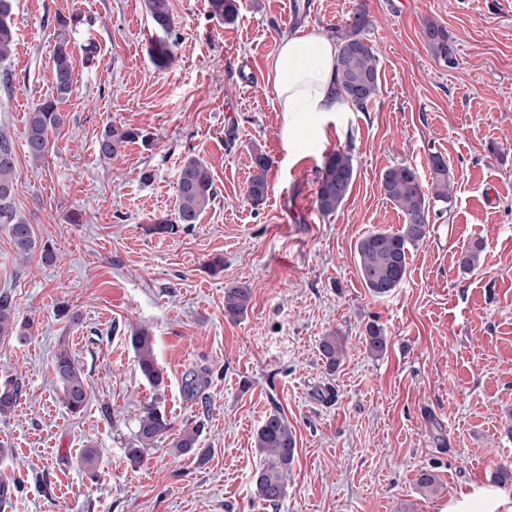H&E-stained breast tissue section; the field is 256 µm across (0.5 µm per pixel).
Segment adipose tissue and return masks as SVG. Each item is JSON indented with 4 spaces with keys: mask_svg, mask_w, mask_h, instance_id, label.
I'll return each instance as SVG.
<instances>
[{
    "mask_svg": "<svg viewBox=\"0 0 512 512\" xmlns=\"http://www.w3.org/2000/svg\"><path fill=\"white\" fill-rule=\"evenodd\" d=\"M337 59L335 44L316 32L284 38L272 66V86L289 124L306 112H343L347 102L332 91Z\"/></svg>",
    "mask_w": 512,
    "mask_h": 512,
    "instance_id": "adipose-tissue-1",
    "label": "adipose tissue"
}]
</instances>
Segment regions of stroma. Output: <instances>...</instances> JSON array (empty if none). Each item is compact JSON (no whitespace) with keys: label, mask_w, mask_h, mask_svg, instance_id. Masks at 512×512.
I'll list each match as a JSON object with an SVG mask.
<instances>
[{"label":"stroma","mask_w":512,"mask_h":512,"mask_svg":"<svg viewBox=\"0 0 512 512\" xmlns=\"http://www.w3.org/2000/svg\"><path fill=\"white\" fill-rule=\"evenodd\" d=\"M175 60L156 67L144 0H14L15 43L0 60V134L11 137L17 183L13 209L37 243L58 258L22 262L0 226V293L19 318L34 316L26 343L0 338V379L24 394L0 417V478L21 489L0 512H439L495 486L512 465V0H242L237 20L209 14L208 0H170ZM363 7L364 37L380 71L367 111L305 114L289 132L271 64L284 36H332ZM76 14L73 92L59 110L55 148L32 160L27 112L54 91V25ZM446 27L452 65L435 60L424 18ZM95 62L86 65L85 45ZM261 80L243 82L250 67ZM145 137L112 159L97 143L105 126ZM315 140L293 151L289 135ZM352 148L356 177L336 213L316 206L327 154ZM268 156V193H245L254 152ZM448 163L453 199L440 205L405 281L373 297L356 246L369 231L399 229L400 214L380 176L401 163L428 179L429 158ZM205 161L217 195L198 224L175 235L151 232L174 219L176 183L187 157ZM495 204L482 203L488 190ZM485 248L473 272L459 257ZM222 257L224 268L208 263ZM252 289L247 314L224 315V288ZM80 315L70 322L59 312ZM378 323L382 356L364 333ZM149 328L167 380L162 403L174 432L201 425L205 463L173 457L169 443L130 461L126 447L142 407L157 396L135 369L129 344ZM347 342L329 371L323 336ZM67 348L91 386L81 414L68 411L52 369ZM208 381L188 398L183 379ZM280 411L297 451L278 507L258 499L252 477L263 456L255 435ZM99 454L97 479L81 464ZM439 477L421 491V470Z\"/></svg>","instance_id":"obj_1"}]
</instances>
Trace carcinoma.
Listing matches in <instances>:
<instances>
[{
  "label": "carcinoma",
  "mask_w": 512,
  "mask_h": 512,
  "mask_svg": "<svg viewBox=\"0 0 512 512\" xmlns=\"http://www.w3.org/2000/svg\"><path fill=\"white\" fill-rule=\"evenodd\" d=\"M12 0H0V59L8 57L14 46L15 30L12 19ZM146 11L159 36L152 44L151 57L159 67H168L174 60V41L171 40L173 20L169 0H144ZM239 0H209L210 15L226 24L234 22L239 13ZM79 23V17L57 16L53 67L55 96L46 99L29 112L25 128V146L28 154L41 160L54 148L49 132L63 124L58 105L73 92L74 42L69 31ZM371 21L366 12H352L342 25L336 27V78L334 90L343 100L365 111L379 92V71L373 47L364 40V31ZM426 47L438 60L454 61L453 46L448 31L437 23L426 20L421 25ZM140 137L136 130L118 131L106 127L98 141V152L103 158H112L123 143ZM432 171L431 183L425 184L415 168L399 164L381 174L380 189L403 217L402 227L396 232L375 230L366 234L357 244L358 268L365 287L374 297H384L399 287L407 278L409 255L430 232V209L438 203L451 200V181L448 164L440 154L429 159ZM269 158L254 153L253 172L250 175L246 195L256 205L267 196V171ZM16 180L15 149L13 142L0 135V224L7 226V233L15 248V254L27 258L37 248L32 225L16 219L12 199ZM355 180L353 155L348 149H338L325 157L319 170L317 209L324 215L335 213L348 199ZM216 187L209 166L191 157L182 165L177 183L178 211L175 221H161L155 225L158 234H175L187 230L198 222L201 213L214 200ZM483 242L477 240L462 252L459 268L462 272L473 271L479 264ZM252 291L245 284L224 287V315L237 320L247 313ZM31 323L18 322L16 304L8 293H0V337H14L23 341L29 334ZM136 355V365L141 376L153 387L164 385L165 372L157 362L152 336L146 329H139L129 337ZM366 348L378 356L386 349V337L377 324L366 327ZM321 354L328 369L334 370L344 355L341 337L332 332L320 343ZM53 371L59 380L61 398L66 408L80 413L89 400L90 388L86 377L75 360L65 349L59 350L53 359ZM206 377L190 371L183 381L184 392L195 397L205 384ZM23 383L10 379L0 382V417L11 414L19 404ZM172 428L165 408L152 402L143 408L137 418L133 440L126 448L133 459L143 456L146 449L164 439ZM200 427H186L173 443L177 456H194L204 459L208 449L199 447ZM256 446L264 455L261 466L253 475V484L260 500L272 507L286 495L288 474L295 459L296 439L287 418L280 412L269 414L256 434Z\"/></svg>",
  "instance_id": "1"
}]
</instances>
